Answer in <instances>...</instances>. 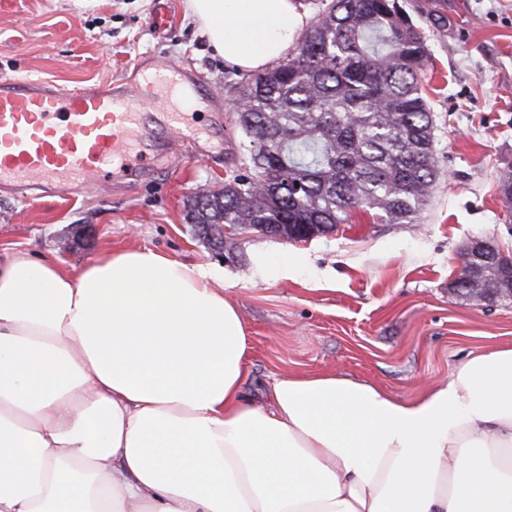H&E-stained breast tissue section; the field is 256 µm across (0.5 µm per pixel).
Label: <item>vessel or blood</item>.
<instances>
[{
    "label": "vessel or blood",
    "instance_id": "b4317fda",
    "mask_svg": "<svg viewBox=\"0 0 512 512\" xmlns=\"http://www.w3.org/2000/svg\"><path fill=\"white\" fill-rule=\"evenodd\" d=\"M138 80L64 91L40 80L0 79V185L153 172L160 154L195 147L196 127L173 103L186 74L173 63L139 64Z\"/></svg>",
    "mask_w": 512,
    "mask_h": 512
}]
</instances>
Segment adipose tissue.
I'll return each mask as SVG.
<instances>
[{"label":"adipose tissue","instance_id":"1","mask_svg":"<svg viewBox=\"0 0 512 512\" xmlns=\"http://www.w3.org/2000/svg\"><path fill=\"white\" fill-rule=\"evenodd\" d=\"M257 71L296 0H187ZM209 266L151 249L71 273L0 246V512H512V347L405 401L334 374L242 394L249 338Z\"/></svg>","mask_w":512,"mask_h":512}]
</instances>
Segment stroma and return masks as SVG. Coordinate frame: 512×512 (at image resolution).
I'll list each match as a JSON object with an SVG mask.
<instances>
[{"label":"stroma","mask_w":512,"mask_h":512,"mask_svg":"<svg viewBox=\"0 0 512 512\" xmlns=\"http://www.w3.org/2000/svg\"><path fill=\"white\" fill-rule=\"evenodd\" d=\"M427 36L421 87L435 119L440 176L415 224L354 211L328 235L288 242L230 230L216 254L185 219L200 187L240 170L248 141L228 79L187 10L155 30L158 0H0V78H37L63 90L131 76L158 54L193 74L216 104L186 106L204 129L200 154L182 152L132 185L87 183L59 193L30 180L25 196L0 191V243L53 256L72 272L116 251L151 248L224 270V295L249 336L243 394L267 405L277 379L335 374L407 401L447 381L469 357L512 345V300L469 304L452 289L474 239L512 258V0H399ZM448 18L437 27L436 16ZM295 273L280 279L278 264Z\"/></svg>","instance_id":"stroma-1"}]
</instances>
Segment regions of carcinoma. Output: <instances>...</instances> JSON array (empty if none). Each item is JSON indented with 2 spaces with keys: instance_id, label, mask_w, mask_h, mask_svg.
Masks as SVG:
<instances>
[{
  "instance_id": "obj_1",
  "label": "carcinoma",
  "mask_w": 512,
  "mask_h": 512,
  "mask_svg": "<svg viewBox=\"0 0 512 512\" xmlns=\"http://www.w3.org/2000/svg\"><path fill=\"white\" fill-rule=\"evenodd\" d=\"M426 37L398 0H331L293 53L234 85L249 142L245 173L201 189L187 218L203 237L221 224L337 227L355 209L416 224L439 177L434 120L420 85ZM290 181L299 190L280 196ZM481 281L512 297L507 265Z\"/></svg>"
}]
</instances>
